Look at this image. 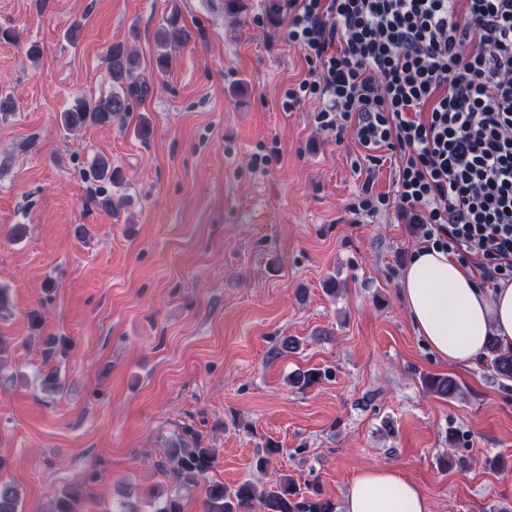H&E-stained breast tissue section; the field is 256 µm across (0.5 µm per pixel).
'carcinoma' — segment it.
<instances>
[{"mask_svg":"<svg viewBox=\"0 0 512 512\" xmlns=\"http://www.w3.org/2000/svg\"><path fill=\"white\" fill-rule=\"evenodd\" d=\"M188 40V33L175 19L165 20L156 33V69L170 70L174 61L170 50L184 46ZM106 64L112 92L97 101L75 99L61 114V124L67 133L74 134L88 123L107 126L114 120L124 119L130 112L131 99L146 92V83L134 79L140 58L127 44L120 42L110 46ZM91 176L96 182L112 185L122 180L120 170L102 156L94 161ZM483 358L499 377L512 379V350L503 348L496 338L488 339ZM421 383L443 399H453L458 392V383L449 376L425 373ZM166 457L170 465L161 462L159 467L170 474L176 485L188 487L198 485L205 478L214 463L215 452L202 447L195 430L185 425ZM205 494L206 512H250L254 507L260 512H335L336 509L319 487L308 485L302 491L286 474L269 482L245 481L231 488L212 483L206 486ZM0 512H23L21 493L10 483L0 482Z\"/></svg>","mask_w":512,"mask_h":512,"instance_id":"obj_1","label":"carcinoma"}]
</instances>
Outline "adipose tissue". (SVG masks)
Here are the masks:
<instances>
[{
  "label": "adipose tissue",
  "mask_w": 512,
  "mask_h": 512,
  "mask_svg": "<svg viewBox=\"0 0 512 512\" xmlns=\"http://www.w3.org/2000/svg\"><path fill=\"white\" fill-rule=\"evenodd\" d=\"M401 287L411 325L439 360L471 365L491 333L512 347V281L485 291L453 256L421 249L408 263ZM344 512H431V506L401 472L369 467L353 479Z\"/></svg>",
  "instance_id": "1"
}]
</instances>
